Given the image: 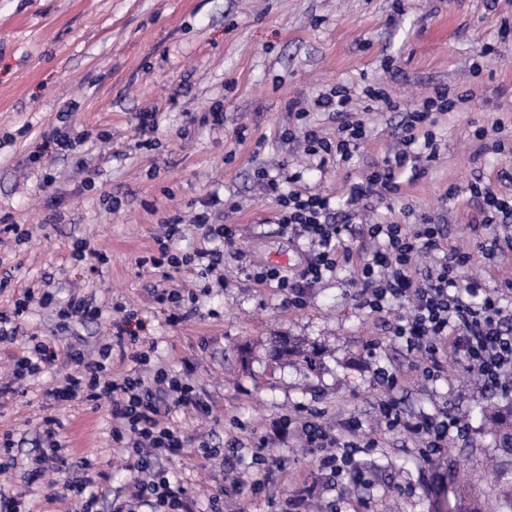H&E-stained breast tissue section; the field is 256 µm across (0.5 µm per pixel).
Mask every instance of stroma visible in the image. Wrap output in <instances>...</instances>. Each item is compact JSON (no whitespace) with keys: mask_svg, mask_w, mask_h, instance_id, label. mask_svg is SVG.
Masks as SVG:
<instances>
[{"mask_svg":"<svg viewBox=\"0 0 512 512\" xmlns=\"http://www.w3.org/2000/svg\"><path fill=\"white\" fill-rule=\"evenodd\" d=\"M512 0H0V217L28 230L23 240L0 241V273L10 275L0 307L21 289L48 286L58 301L76 291L95 295L98 319L63 328L55 313L35 309L28 324L40 340L59 346L84 338L87 350L110 342L123 310L136 311L153 341L150 364L162 365L195 385L211 405L207 414L171 410L168 421L188 438L187 453L166 466L187 488L196 512H208L215 494L224 512H446L445 489L465 472L486 512H512L502 494L512 478V451L501 433L469 422L464 437L424 462L419 443L388 430L379 403L392 396L408 418L441 411L465 419L474 407L495 404L512 423V395L481 389L455 360L439 380L427 381L382 317L359 308L352 267L325 275L304 306L285 293L249 280L264 266L296 276L312 247L282 231L279 207L256 180L283 167L301 172L300 185L329 197L337 222H396L415 227L423 217L475 261L462 283L504 296L512 311V255H479L473 224L482 219L472 183L512 197ZM494 45L485 54L484 44ZM356 94L355 119L367 137L349 162L318 166L299 141L281 137L295 122L289 103L309 109L324 136L335 138L336 119L312 101L337 86ZM382 87L401 105L381 110L364 95ZM475 89L474 101L441 115L432 133L438 157L423 177L400 193L357 211L347 207L350 186L379 169L399 149L389 135L434 87ZM221 106L224 123L203 116ZM158 112L155 130H140L139 112ZM505 128L491 130L496 120ZM64 126L81 136L76 150L44 144L42 134ZM486 130L477 139L476 130ZM51 188H43L44 175ZM225 205L208 209L212 196ZM235 232L223 282L182 269L171 287L193 291L186 319L170 321L154 290L161 274L139 266L155 253L156 237L172 216L182 219L174 248L188 254L207 247L194 217ZM86 240L104 261L76 260ZM289 336L320 349L316 370L273 361L267 349ZM403 373L394 391L376 386L377 368ZM55 369L29 381L26 396L0 400V431L14 433L13 455L33 457L42 419L59 418L73 456L98 462L113 489L131 478L129 462L112 451L107 404H51L43 390L62 378ZM317 417L327 432L353 418L360 425L355 455L362 482L329 485L304 445L301 425ZM267 435L265 461L255 466L257 434ZM218 456L201 463L199 442Z\"/></svg>","mask_w":512,"mask_h":512,"instance_id":"1","label":"stroma"}]
</instances>
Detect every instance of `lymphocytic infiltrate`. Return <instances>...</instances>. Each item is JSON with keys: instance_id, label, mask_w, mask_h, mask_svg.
<instances>
[{"instance_id": "1", "label": "lymphocytic infiltrate", "mask_w": 512, "mask_h": 512, "mask_svg": "<svg viewBox=\"0 0 512 512\" xmlns=\"http://www.w3.org/2000/svg\"><path fill=\"white\" fill-rule=\"evenodd\" d=\"M474 90L451 93L437 87L414 108L405 111L403 121L394 126L391 135L400 145L381 170L372 172L350 187V202L356 207H368L374 200L398 194L404 176L419 178L423 163L437 158L430 132L440 114L455 111L459 104L472 100ZM323 111L332 113L338 121L336 137H322L317 126L308 124V113H294L302 121L301 134L305 151L318 158L320 165L331 160H349L365 138V126L353 120L354 101L348 88L338 87L318 103ZM264 192L280 208L278 222L282 229H296L310 241L313 250L306 267L296 277L270 266L254 274L259 283H273L287 291L292 302H300L305 289L319 283L327 272L342 264H354V284L359 289L360 303L373 313H387L401 308L394 328L395 336L404 338L425 363V375H433L441 366L440 359L451 355L466 362L484 385L507 391L512 389V315L506 314L497 294L480 292L470 286L459 292L457 273L471 257L456 248L445 247L437 225L426 223L416 231L401 224L337 223L328 197L296 190L300 173L287 180L261 171ZM292 182L284 190V182ZM359 233L375 244L370 254L353 256L345 247V236ZM427 251L439 252L434 265L417 268L415 258ZM56 308L63 321H84L98 317L101 307L95 296L76 293L65 306L55 307L51 292L26 288L11 308L0 311V341H16L28 336L27 317L33 307ZM143 322L134 312H126L116 326L115 345H104L98 353L88 352L82 342L57 351L39 341L33 351L23 352L13 364L14 382H26L46 369L63 367L65 373L58 384L45 392L51 403L82 399L107 402L112 418L114 451L128 455L134 461L136 477L122 490L114 493L112 512H194L186 488L172 481L167 470L157 462L164 457L179 455L184 448L180 431L164 421L162 404L189 411L202 412L206 406L199 392L185 379L157 369L150 376L127 373L113 376L107 363L113 351L130 354L138 365L149 362L142 334ZM390 429L401 430L419 438L422 459L439 452L448 443L460 421L454 417L412 422L395 413L392 404L384 406ZM61 423L45 418L42 435L45 446L31 464L40 472L65 474L59 490L47 495V503L63 502L67 512H93L98 500L91 465L83 458H67L58 439ZM308 443L313 448L336 446L334 454L324 457L322 464L333 476L353 475L351 440L335 441L317 424L308 426Z\"/></svg>"}]
</instances>
